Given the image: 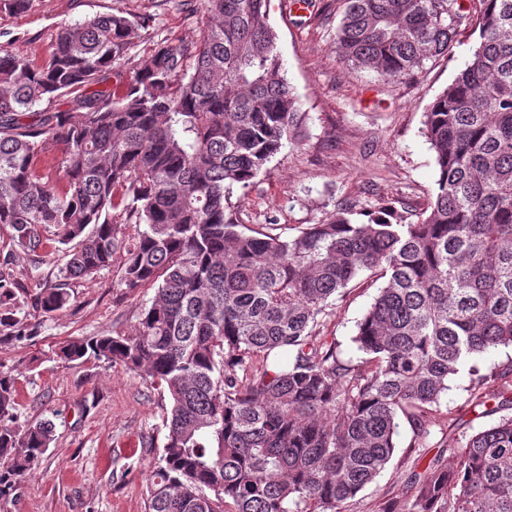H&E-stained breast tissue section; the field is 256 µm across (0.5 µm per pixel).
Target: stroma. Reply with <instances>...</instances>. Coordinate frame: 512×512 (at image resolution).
I'll use <instances>...</instances> for the list:
<instances>
[{
	"mask_svg": "<svg viewBox=\"0 0 512 512\" xmlns=\"http://www.w3.org/2000/svg\"><path fill=\"white\" fill-rule=\"evenodd\" d=\"M317 11L297 15L290 0H271L276 51L301 104L298 132L253 178L234 186L231 202L238 223L276 225L292 236L327 222L345 205L357 210L389 204L418 220L436 176L435 153L422 133L423 114L467 61L476 41L464 32L448 56L429 60L407 83H388L375 72L355 69L336 55L340 0H316ZM147 18L128 58L116 70L140 66L154 45L177 46L195 39L202 0H31L27 11L0 14V48L43 58L61 27L106 13ZM122 255L93 279L74 284L66 310L24 313L38 326L30 341H0V365L15 369L20 421L53 420L55 439L38 466L5 496L0 512H145L146 479L155 462L141 446L145 437L163 444L166 393L145 376L94 359L68 364L59 357L70 340L102 332L131 334L155 295L154 289L124 295L119 286ZM378 285L370 277L338 301L323 326L344 356L354 353L355 324L370 308ZM468 374L450 382L442 403L457 419L433 429L424 459H431L459 432L487 425L467 404ZM412 439L402 425L399 451L359 495L361 512H376L406 489L402 452Z\"/></svg>",
	"mask_w": 512,
	"mask_h": 512,
	"instance_id": "obj_1",
	"label": "stroma"
}]
</instances>
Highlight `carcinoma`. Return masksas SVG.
<instances>
[{
	"label": "carcinoma",
	"instance_id": "carcinoma-1",
	"mask_svg": "<svg viewBox=\"0 0 512 512\" xmlns=\"http://www.w3.org/2000/svg\"><path fill=\"white\" fill-rule=\"evenodd\" d=\"M199 37L153 48L112 75L146 19L97 15L63 27L41 61L0 49V224L11 251L44 264L34 304L67 307L119 251L133 295L156 287L131 335L69 341L62 358L144 374L166 391L165 442L145 512H359L358 495L413 433L406 494L379 512H512V361L475 359L512 345V0H342L338 57L387 82L445 56L461 27L470 59L424 112L437 179L424 218L354 206L294 236L239 224L230 187L246 186L300 120L275 52L270 0H205ZM193 62L192 69L187 63ZM116 84L109 83L110 78ZM72 96V106L56 108ZM58 161L59 175L47 165ZM143 226L132 241L112 211ZM8 262L0 333L37 334ZM368 272L382 281L357 324L359 356L321 330ZM468 368L469 403L496 422L464 432L453 460L419 472L416 449L448 423L441 399ZM16 377L0 370V494L50 447V419L18 424Z\"/></svg>",
	"mask_w": 512,
	"mask_h": 512
}]
</instances>
